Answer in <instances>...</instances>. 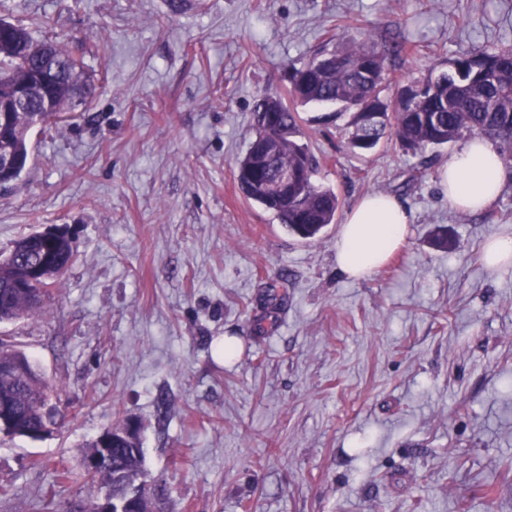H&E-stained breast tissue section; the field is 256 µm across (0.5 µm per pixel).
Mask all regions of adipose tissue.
Masks as SVG:
<instances>
[{"mask_svg": "<svg viewBox=\"0 0 512 512\" xmlns=\"http://www.w3.org/2000/svg\"><path fill=\"white\" fill-rule=\"evenodd\" d=\"M503 160L493 143L475 136L440 169V184L449 203L465 212L487 209L500 195ZM411 222L406 205L396 196L373 193L347 212L336 243V267L345 277L360 280L379 270L403 245Z\"/></svg>", "mask_w": 512, "mask_h": 512, "instance_id": "1", "label": "adipose tissue"}]
</instances>
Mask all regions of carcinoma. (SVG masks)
Listing matches in <instances>:
<instances>
[{"instance_id":"obj_1","label":"carcinoma","mask_w":512,"mask_h":512,"mask_svg":"<svg viewBox=\"0 0 512 512\" xmlns=\"http://www.w3.org/2000/svg\"><path fill=\"white\" fill-rule=\"evenodd\" d=\"M0 35V96L22 68H36L41 60L21 53L20 44L44 52L57 70L48 98L32 99L31 108L14 113L9 130L15 152L27 161L32 157L30 132L38 126L66 120L76 108L95 94L96 85L84 69L83 57L53 39H38L32 31L13 22ZM300 80L289 93L295 103L335 108L336 115L350 114L348 143L355 152L368 153L381 142L394 139L404 149L422 151L455 143L467 135L483 136L498 148L503 161L512 162V48L478 52L458 57L451 68L435 78L414 81L397 89L390 98L381 96L390 86L385 57L377 44L365 38L320 51L309 63L293 72ZM376 106L383 120L375 125L363 121L360 108ZM301 117L296 108L279 95L263 94L255 107V133L245 156L238 162V187L244 197L275 214L294 235L318 238L334 223L339 206L337 195L314 181L318 161L309 147L299 142ZM277 142L270 162H260L268 142ZM301 169V181L288 188V195L276 197L268 188L272 169ZM72 241L60 228L50 236L30 233L0 255V324L42 312L49 295L47 288L74 261ZM21 261L45 265L43 279L33 288L17 289L14 268ZM17 364L18 374L0 371V401L10 403L21 418L8 430L11 435L28 436L42 426H60L63 417L44 415L42 406L53 387L22 351L0 343V367ZM142 449L113 451V469L104 473L82 471L81 476L100 480L113 492L142 472Z\"/></svg>"}]
</instances>
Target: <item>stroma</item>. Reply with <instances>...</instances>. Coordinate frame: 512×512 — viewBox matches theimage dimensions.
Listing matches in <instances>:
<instances>
[{
  "label": "stroma",
  "mask_w": 512,
  "mask_h": 512,
  "mask_svg": "<svg viewBox=\"0 0 512 512\" xmlns=\"http://www.w3.org/2000/svg\"><path fill=\"white\" fill-rule=\"evenodd\" d=\"M0 18L82 52L96 84L32 130L28 170L0 189V253L53 225L76 252L44 312L0 324L64 417L38 439L0 432V512H72L98 490L78 478L89 444L130 422L161 512H512V263L480 259L512 235V166L488 209L463 212L438 184L458 144L362 156L347 117L307 104L336 223L299 239L236 178L255 100L288 96L323 48L395 41L390 79H423L512 47V0H0ZM368 193L412 222L355 281L336 241ZM438 226L456 250L431 246Z\"/></svg>",
  "instance_id": "35a3bbf8"
}]
</instances>
